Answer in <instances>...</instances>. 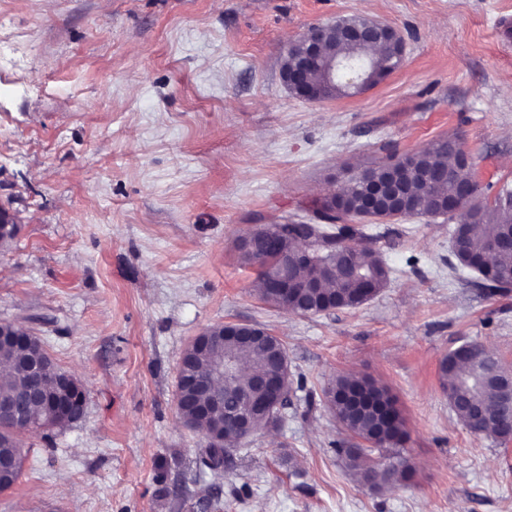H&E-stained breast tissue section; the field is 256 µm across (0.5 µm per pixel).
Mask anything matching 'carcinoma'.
<instances>
[{
	"instance_id": "obj_1",
	"label": "carcinoma",
	"mask_w": 512,
	"mask_h": 512,
	"mask_svg": "<svg viewBox=\"0 0 512 512\" xmlns=\"http://www.w3.org/2000/svg\"><path fill=\"white\" fill-rule=\"evenodd\" d=\"M398 59L397 49L391 45L374 51L373 48L344 41L339 34H331L325 41V56L320 65L313 69L316 81L328 75L329 65L336 61L342 66L333 77L334 87L328 89L330 98H340L356 91V86L364 81L367 86L377 85V77L387 71ZM461 145L456 137H444L436 140L429 148L411 155V163L403 171L408 195L403 204L401 216H419L435 218L441 204L447 202L456 186L468 175L467 166L461 165L454 171V179L439 178L436 173L448 167V144ZM493 191V202L478 201L467 210L465 232L462 238L453 244L455 259L464 253L472 259L481 256L488 241L493 237L506 239L490 260L491 273L485 280V287L490 293H504L512 287V187L504 184ZM363 184L355 177H348L336 192L324 197L327 204L335 197H340L344 209L336 214L323 213L315 208L313 214L323 215L328 219L325 224L307 228L310 238V252L316 255L317 262L305 264L295 270V276L304 280L318 272L339 269L347 261H352L357 268L361 282L336 280L327 282L324 293L336 297V308L356 309L361 306L358 289L364 288L374 294L385 288L390 280V269L383 261L381 253L374 246V237L367 235L356 222L362 220ZM237 258L245 267L257 268L256 292L265 303L284 309L286 302L273 291V280L285 265L288 242L272 238L258 240L239 239L236 244ZM223 326L209 328L211 342L202 355L187 353L186 359L201 373L209 372L212 365L222 360L231 362L233 374L231 379L217 383L224 394V405L233 406L243 395H250L253 389L250 379L255 373H264L279 380L285 389H290L288 371L274 362L275 347H284L282 340L272 336L275 343L259 342L250 346H240L222 338ZM0 356L11 363L8 379L0 380V491L10 489L20 476L25 452L20 449L22 430L15 427L12 417L6 411V405L20 399L23 392L33 382L29 363L35 359L41 363L39 380L49 389L54 380L58 366L47 354L41 342L5 348ZM502 368L496 353L488 352L477 344L470 343L465 354L455 358L443 356L439 362V376L445 390L453 391L460 398L471 397L498 404L505 389L496 380L497 372ZM358 390L381 405L393 404L389 391L375 381L356 376L338 375L331 382L326 392L327 403L342 425L356 436L372 442L381 436L387 440V446L395 447L405 437L404 419L397 409L381 411L377 408L353 411L342 400L331 395L342 394L346 390ZM200 397H188L184 415L196 430L205 436L224 432V444L220 447L208 446V459L202 464L217 472L224 463V454L228 449L237 447L242 442L240 435L230 425L224 424V414H201L196 405ZM84 414V404L76 401L70 411H62L47 402L33 413L34 423L49 430H63L78 421ZM463 426L475 437H494L506 440L498 429L495 416L480 419L463 410L456 412ZM281 421L279 413H270L265 409L256 411L252 427L258 432L274 428ZM336 453L341 456L346 466L355 471L361 484L371 493L379 494L394 484L396 465L371 464L361 452L336 444Z\"/></svg>"
}]
</instances>
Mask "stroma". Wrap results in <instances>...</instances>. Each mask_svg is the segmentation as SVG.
Returning <instances> with one entry per match:
<instances>
[{
    "mask_svg": "<svg viewBox=\"0 0 512 512\" xmlns=\"http://www.w3.org/2000/svg\"><path fill=\"white\" fill-rule=\"evenodd\" d=\"M364 14L398 28L403 66L313 103L281 79L290 43ZM512 0H0V322L34 329L84 386V417L22 436L0 512H512V441L459 422L438 376L464 342L512 369V291L460 268L443 218L375 225L387 288L352 310L263 303L235 240L337 189L344 167L456 136L480 184H512ZM268 328L291 371L287 419L220 473L177 416L201 330ZM339 374L385 386L413 474L374 494L333 449Z\"/></svg>",
    "mask_w": 512,
    "mask_h": 512,
    "instance_id": "35a3bbf8",
    "label": "stroma"
}]
</instances>
